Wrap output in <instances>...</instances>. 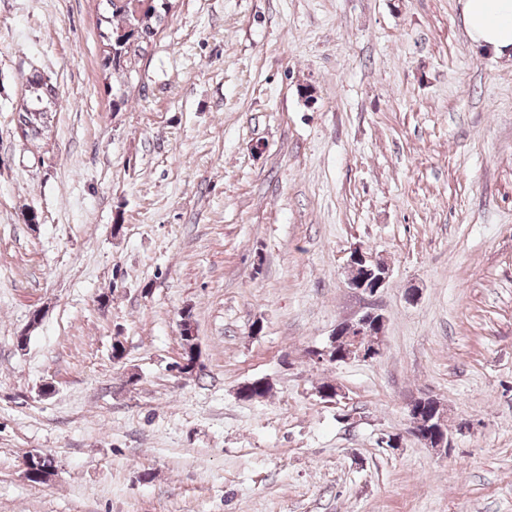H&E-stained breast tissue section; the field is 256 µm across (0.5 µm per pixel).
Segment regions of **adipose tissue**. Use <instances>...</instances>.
<instances>
[{"mask_svg": "<svg viewBox=\"0 0 512 512\" xmlns=\"http://www.w3.org/2000/svg\"><path fill=\"white\" fill-rule=\"evenodd\" d=\"M469 39L497 58L512 60V0H461Z\"/></svg>", "mask_w": 512, "mask_h": 512, "instance_id": "adipose-tissue-1", "label": "adipose tissue"}]
</instances>
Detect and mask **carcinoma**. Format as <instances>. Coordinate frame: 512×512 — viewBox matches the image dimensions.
<instances>
[{
    "label": "carcinoma",
    "mask_w": 512,
    "mask_h": 512,
    "mask_svg": "<svg viewBox=\"0 0 512 512\" xmlns=\"http://www.w3.org/2000/svg\"><path fill=\"white\" fill-rule=\"evenodd\" d=\"M109 15L106 30L100 32L102 41L101 67L107 77L121 76L130 68L142 44L154 36L162 17L154 0H106ZM28 98L22 107L28 126H38L43 112L56 98L55 88L39 73L26 78Z\"/></svg>",
    "instance_id": "cac0c4a2"
}]
</instances>
